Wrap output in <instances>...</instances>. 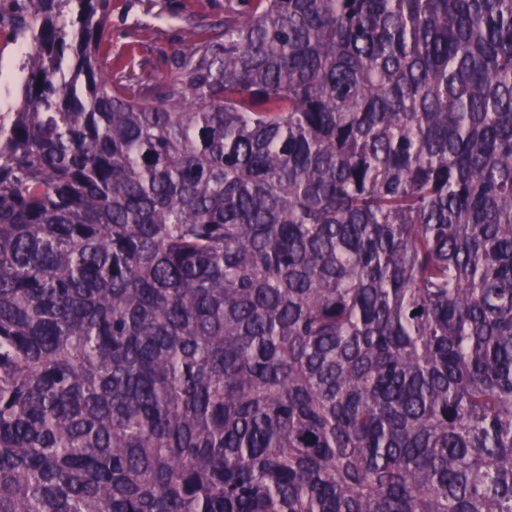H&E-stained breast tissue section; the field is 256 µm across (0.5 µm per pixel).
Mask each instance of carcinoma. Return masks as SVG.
<instances>
[{
    "label": "carcinoma",
    "instance_id": "1",
    "mask_svg": "<svg viewBox=\"0 0 512 512\" xmlns=\"http://www.w3.org/2000/svg\"><path fill=\"white\" fill-rule=\"evenodd\" d=\"M9 2L0 512H512V0ZM225 0H112V65L134 54L148 79L168 69L188 22L224 21Z\"/></svg>",
    "mask_w": 512,
    "mask_h": 512
}]
</instances>
